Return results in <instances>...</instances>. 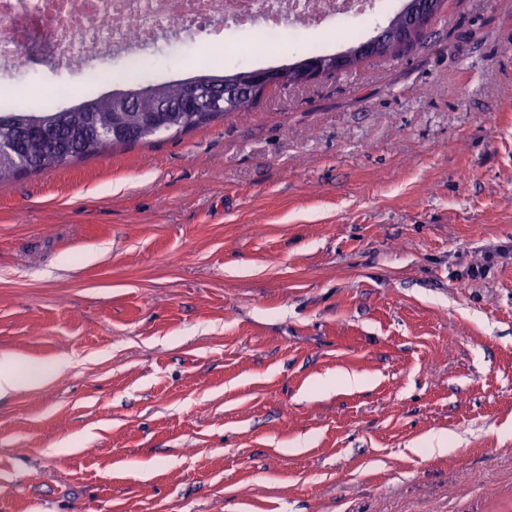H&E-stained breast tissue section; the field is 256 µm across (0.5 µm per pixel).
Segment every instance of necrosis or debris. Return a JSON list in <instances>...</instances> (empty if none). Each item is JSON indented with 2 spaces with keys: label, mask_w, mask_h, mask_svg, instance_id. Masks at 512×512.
Masks as SVG:
<instances>
[{
  "label": "necrosis or debris",
  "mask_w": 512,
  "mask_h": 512,
  "mask_svg": "<svg viewBox=\"0 0 512 512\" xmlns=\"http://www.w3.org/2000/svg\"><path fill=\"white\" fill-rule=\"evenodd\" d=\"M381 0H0V70L26 65L16 46L33 22L51 12L48 49L66 66L114 57L135 67L145 49L200 35L223 42L228 29L261 28L277 38L287 28L375 14Z\"/></svg>",
  "instance_id": "1"
}]
</instances>
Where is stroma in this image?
<instances>
[{
    "instance_id": "35a3bbf8",
    "label": "stroma",
    "mask_w": 512,
    "mask_h": 512,
    "mask_svg": "<svg viewBox=\"0 0 512 512\" xmlns=\"http://www.w3.org/2000/svg\"><path fill=\"white\" fill-rule=\"evenodd\" d=\"M387 23L137 70L24 42L0 113ZM1 351L51 378L0 400V512H512V0H445L398 56L1 183Z\"/></svg>"
}]
</instances>
